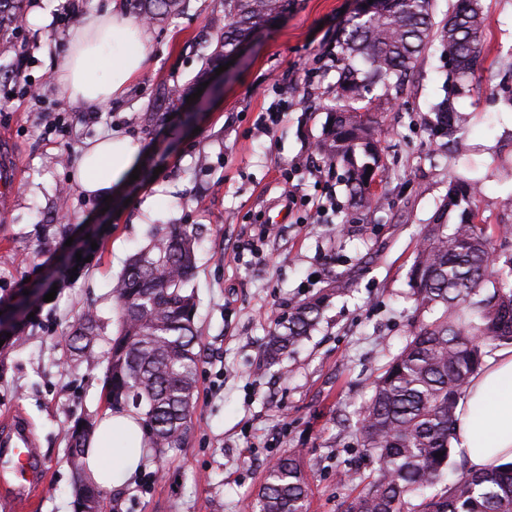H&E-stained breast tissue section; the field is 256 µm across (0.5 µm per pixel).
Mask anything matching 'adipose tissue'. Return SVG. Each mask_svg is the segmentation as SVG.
Returning <instances> with one entry per match:
<instances>
[{"instance_id":"adipose-tissue-1","label":"adipose tissue","mask_w":512,"mask_h":512,"mask_svg":"<svg viewBox=\"0 0 512 512\" xmlns=\"http://www.w3.org/2000/svg\"><path fill=\"white\" fill-rule=\"evenodd\" d=\"M152 62L150 35L128 18L122 0L86 12L69 31L56 77L60 95L83 107H97L125 95ZM139 148L129 139L108 136L83 150L76 177L81 192L107 195L138 163ZM141 415L108 411L91 440L88 477L104 490L124 486L145 464L147 444ZM121 445L109 456V442ZM454 448L471 471L512 461V347L486 359L474 374L455 412Z\"/></svg>"}]
</instances>
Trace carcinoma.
Segmentation results:
<instances>
[{"mask_svg":"<svg viewBox=\"0 0 512 512\" xmlns=\"http://www.w3.org/2000/svg\"><path fill=\"white\" fill-rule=\"evenodd\" d=\"M22 0H0V31L16 27ZM294 0H224V35L218 54L233 55L241 40L288 12ZM150 19L177 11L183 0H130ZM489 26L482 0H456L441 23L433 0H378L377 7L340 26L336 43L344 67L339 96L366 100L369 83L383 95L402 91L428 43L436 39L448 60V96L434 108L435 133L465 117L456 103L470 95ZM322 150L348 166L347 186L361 211L377 207L366 189L368 167H379L378 140L356 108L336 113ZM482 182L463 176L449 183L442 212L427 225L414 267L416 310L427 316L372 385L357 421L362 446L377 468L345 512H512V462L458 474L418 505L411 498L438 483L448 470L457 402L494 349L512 345V255L501 258L487 225L475 222L471 200ZM457 214V222L447 217ZM153 244L132 257L116 285L119 329L109 351L105 388L114 409L131 406L149 429L154 448L181 447L195 387L196 302L190 283L196 239L180 224L152 230ZM318 304L299 302L277 322L265 353L275 363L317 324ZM95 324L83 317L71 336L74 349H90ZM89 435L70 439L68 463L83 471ZM442 456H437V453ZM308 486L301 451L292 449L268 468L258 512H306Z\"/></svg>","mask_w":512,"mask_h":512,"instance_id":"carcinoma-1","label":"carcinoma"}]
</instances>
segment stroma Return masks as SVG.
<instances>
[{
	"instance_id": "1",
	"label": "stroma",
	"mask_w": 512,
	"mask_h": 512,
	"mask_svg": "<svg viewBox=\"0 0 512 512\" xmlns=\"http://www.w3.org/2000/svg\"><path fill=\"white\" fill-rule=\"evenodd\" d=\"M64 0H26L22 36L0 44V69L20 73L21 91L0 83V138L18 160L14 203L0 217V431L30 424L50 481L38 512H75L77 475L67 462L74 420L108 408L105 373L118 330L113 288L158 225L180 224L198 240L193 286L198 371L181 447L152 451L126 486L104 493L102 512H251L271 462L304 451L308 512H343L347 471L375 467L355 423L372 383L411 336L415 302L408 272L426 227L464 172L483 177L471 207L499 251L512 253V0H483L490 23L456 157L433 140L432 105L445 96L447 68L430 41L404 93L373 103L364 118L381 129V204L358 211L341 167L319 145L332 121L340 49L336 31L356 0H295L226 71L207 58L224 30V0H186L182 12L148 24L153 62L101 118L82 122L54 74L67 27ZM224 89H204L201 74ZM281 107L271 132L259 113ZM60 113L68 137L49 134ZM126 136L143 151L133 183L111 201L85 197L75 179L88 142ZM296 187L335 209L299 223L289 214L259 237L268 213ZM81 267L71 287L63 271ZM323 298L319 322L279 363L264 351L278 319L300 301ZM97 321L93 354L69 339L85 314Z\"/></svg>"
}]
</instances>
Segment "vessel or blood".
<instances>
[{
  "label": "vessel or blood",
  "mask_w": 512,
  "mask_h": 512,
  "mask_svg": "<svg viewBox=\"0 0 512 512\" xmlns=\"http://www.w3.org/2000/svg\"><path fill=\"white\" fill-rule=\"evenodd\" d=\"M18 163L9 144H0V210L15 199ZM46 468L27 424L14 421L0 435V491L9 494L17 512H26L32 499L45 487Z\"/></svg>",
  "instance_id": "vessel-or-blood-1"
}]
</instances>
